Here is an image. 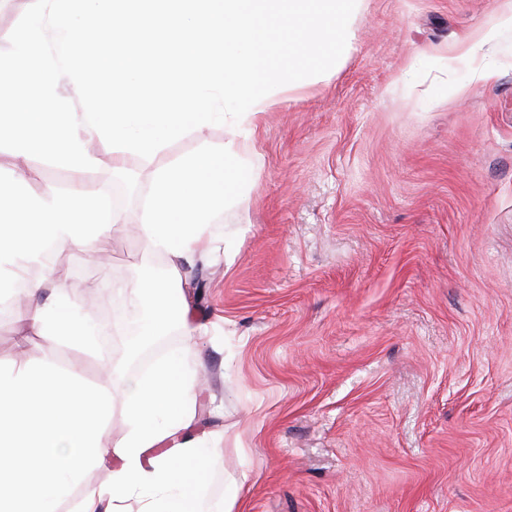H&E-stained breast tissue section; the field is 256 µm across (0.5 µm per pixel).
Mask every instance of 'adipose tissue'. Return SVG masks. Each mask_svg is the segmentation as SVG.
<instances>
[{
  "label": "adipose tissue",
  "mask_w": 512,
  "mask_h": 512,
  "mask_svg": "<svg viewBox=\"0 0 512 512\" xmlns=\"http://www.w3.org/2000/svg\"><path fill=\"white\" fill-rule=\"evenodd\" d=\"M29 323L55 344L79 345L88 334L79 306L63 293L37 306ZM185 358L175 353L129 384L123 404L129 430L110 448L103 444L113 402L108 386L88 385L76 367L50 358L22 369L0 364V512H60L84 470L112 456L120 464L107 494L88 493L78 512H97L105 496L112 512H128L136 493L151 488L168 497L142 502L140 512H201L195 489L176 482L178 472L200 470L209 456L179 439L191 422L193 396Z\"/></svg>",
  "instance_id": "1"
}]
</instances>
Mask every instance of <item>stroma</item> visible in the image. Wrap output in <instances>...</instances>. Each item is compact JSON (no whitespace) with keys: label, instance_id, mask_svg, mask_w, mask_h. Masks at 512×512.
Wrapping results in <instances>:
<instances>
[{"label":"stroma","instance_id":"1","mask_svg":"<svg viewBox=\"0 0 512 512\" xmlns=\"http://www.w3.org/2000/svg\"><path fill=\"white\" fill-rule=\"evenodd\" d=\"M500 0H361L356 40L327 73L273 90L255 179L182 270L188 311L163 349L189 348L192 422L214 449L196 490L215 512H512V30L475 47ZM492 77L480 79L479 70ZM234 130L209 125L115 159L125 210L157 172ZM70 188L71 169L0 149V172ZM112 263L64 246L39 290L110 288L120 362L138 315L140 230L112 227ZM60 353L96 383L99 354L0 320V361Z\"/></svg>","mask_w":512,"mask_h":512}]
</instances>
